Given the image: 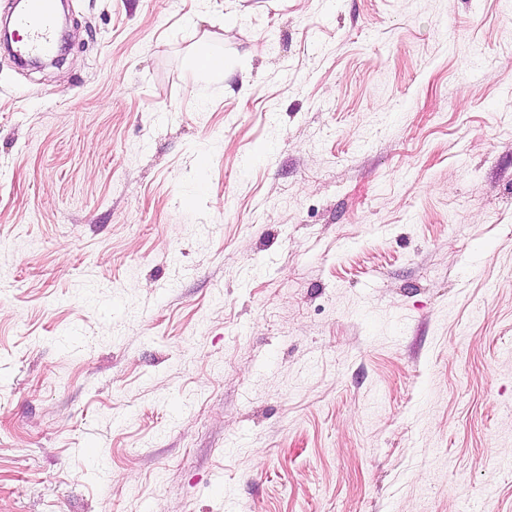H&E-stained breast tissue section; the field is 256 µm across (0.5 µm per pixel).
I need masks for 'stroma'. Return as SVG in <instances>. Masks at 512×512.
<instances>
[{"label": "stroma", "instance_id": "1", "mask_svg": "<svg viewBox=\"0 0 512 512\" xmlns=\"http://www.w3.org/2000/svg\"><path fill=\"white\" fill-rule=\"evenodd\" d=\"M66 5L0 49V512H512V0ZM51 2L27 0L24 10L15 17L14 27L21 37L18 47L21 54L49 55L53 52L55 11Z\"/></svg>", "mask_w": 512, "mask_h": 512}]
</instances>
